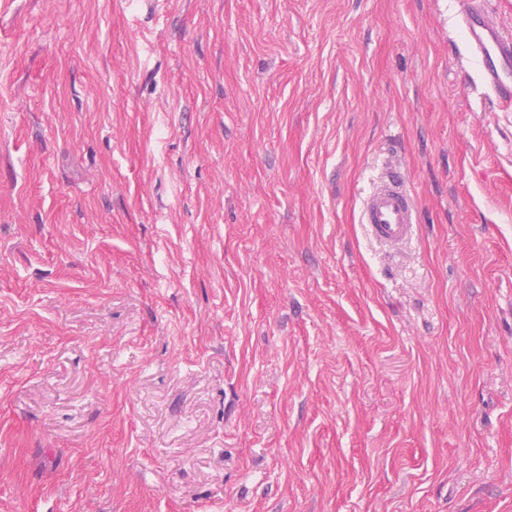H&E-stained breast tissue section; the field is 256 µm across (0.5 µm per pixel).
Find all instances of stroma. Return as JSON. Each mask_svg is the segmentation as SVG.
Masks as SVG:
<instances>
[{"instance_id":"obj_1","label":"stroma","mask_w":512,"mask_h":512,"mask_svg":"<svg viewBox=\"0 0 512 512\" xmlns=\"http://www.w3.org/2000/svg\"><path fill=\"white\" fill-rule=\"evenodd\" d=\"M457 3L0 0V512H512V111ZM417 211L404 174L396 168L385 171L382 182L364 202L360 224L379 240L400 245L414 235Z\"/></svg>"}]
</instances>
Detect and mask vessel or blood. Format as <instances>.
Wrapping results in <instances>:
<instances>
[{"label":"vessel or blood","mask_w":512,"mask_h":512,"mask_svg":"<svg viewBox=\"0 0 512 512\" xmlns=\"http://www.w3.org/2000/svg\"><path fill=\"white\" fill-rule=\"evenodd\" d=\"M457 21L467 54L479 64L483 85L497 106L512 110V33L497 19L496 0H460ZM360 222L372 236L392 245L412 238L416 205L400 170H386L364 202Z\"/></svg>","instance_id":"1"}]
</instances>
